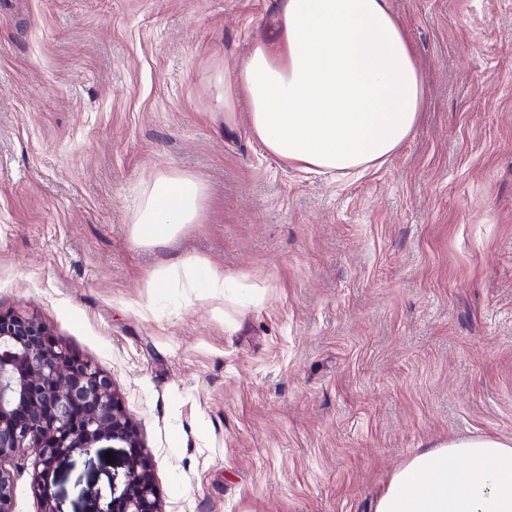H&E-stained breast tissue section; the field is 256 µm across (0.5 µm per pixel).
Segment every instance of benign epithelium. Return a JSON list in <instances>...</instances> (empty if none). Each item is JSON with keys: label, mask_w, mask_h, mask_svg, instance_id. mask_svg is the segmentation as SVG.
Returning a JSON list of instances; mask_svg holds the SVG:
<instances>
[{"label": "benign epithelium", "mask_w": 512, "mask_h": 512, "mask_svg": "<svg viewBox=\"0 0 512 512\" xmlns=\"http://www.w3.org/2000/svg\"><path fill=\"white\" fill-rule=\"evenodd\" d=\"M0 512H14L13 461L34 449L39 512H60L51 491L58 461L92 448L128 449L125 482L98 512H163L152 461L110 375L60 348L33 317L0 312Z\"/></svg>", "instance_id": "1"}]
</instances>
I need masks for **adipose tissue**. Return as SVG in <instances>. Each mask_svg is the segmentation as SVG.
<instances>
[{
  "instance_id": "adipose-tissue-1",
  "label": "adipose tissue",
  "mask_w": 512,
  "mask_h": 512,
  "mask_svg": "<svg viewBox=\"0 0 512 512\" xmlns=\"http://www.w3.org/2000/svg\"><path fill=\"white\" fill-rule=\"evenodd\" d=\"M276 43L253 41L224 74V100L244 93L250 130L303 170L362 172L414 132L425 89L414 50L387 0H278ZM204 188L157 176L134 214L136 243L198 223ZM375 512H512V441L473 434L409 457Z\"/></svg>"
}]
</instances>
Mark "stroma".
<instances>
[{
    "instance_id": "35a3bbf8",
    "label": "stroma",
    "mask_w": 512,
    "mask_h": 512,
    "mask_svg": "<svg viewBox=\"0 0 512 512\" xmlns=\"http://www.w3.org/2000/svg\"><path fill=\"white\" fill-rule=\"evenodd\" d=\"M387 5L424 109L351 177L214 106L276 0H0V310L111 376L163 512H374L413 453L512 439V0ZM163 174L203 185L200 219L136 243ZM105 455L60 460L62 512L123 484Z\"/></svg>"
}]
</instances>
